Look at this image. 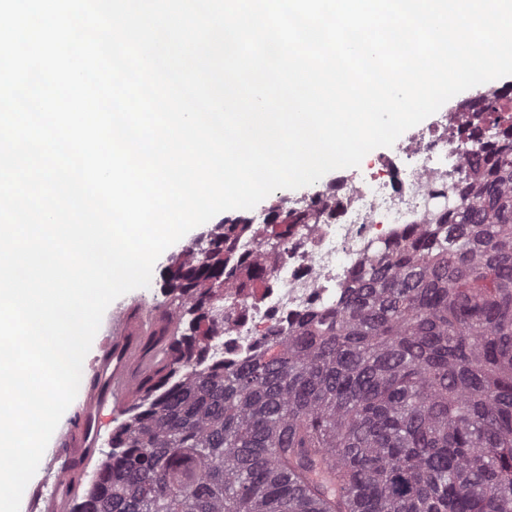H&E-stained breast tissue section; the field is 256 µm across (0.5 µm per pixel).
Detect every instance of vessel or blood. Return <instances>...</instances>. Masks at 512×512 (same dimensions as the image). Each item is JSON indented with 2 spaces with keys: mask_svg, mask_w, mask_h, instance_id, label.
<instances>
[{
  "mask_svg": "<svg viewBox=\"0 0 512 512\" xmlns=\"http://www.w3.org/2000/svg\"><path fill=\"white\" fill-rule=\"evenodd\" d=\"M173 308L129 297L113 306L67 430L55 441L21 512H69L96 451L105 411H120L171 356Z\"/></svg>",
  "mask_w": 512,
  "mask_h": 512,
  "instance_id": "obj_1",
  "label": "vessel or blood"
}]
</instances>
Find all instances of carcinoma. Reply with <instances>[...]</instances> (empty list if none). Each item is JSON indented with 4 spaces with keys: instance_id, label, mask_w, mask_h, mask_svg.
Here are the masks:
<instances>
[{
    "instance_id": "obj_1",
    "label": "carcinoma",
    "mask_w": 512,
    "mask_h": 512,
    "mask_svg": "<svg viewBox=\"0 0 512 512\" xmlns=\"http://www.w3.org/2000/svg\"><path fill=\"white\" fill-rule=\"evenodd\" d=\"M468 111L478 151L437 222L244 365L212 358L211 306L267 282L236 252L250 225L210 229L213 264L182 252L171 358L74 512H512V85ZM269 211L276 242L305 223Z\"/></svg>"
}]
</instances>
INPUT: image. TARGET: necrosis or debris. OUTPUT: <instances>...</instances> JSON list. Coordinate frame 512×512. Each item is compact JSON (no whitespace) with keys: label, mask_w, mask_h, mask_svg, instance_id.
<instances>
[{"label":"necrosis or debris","mask_w":512,"mask_h":512,"mask_svg":"<svg viewBox=\"0 0 512 512\" xmlns=\"http://www.w3.org/2000/svg\"><path fill=\"white\" fill-rule=\"evenodd\" d=\"M464 117L462 103H455L371 159L364 178L341 176L327 190L289 199V209L311 219L289 225L279 249L267 246L265 217L255 216L245 249L272 277L260 288L225 287L224 325L214 338L225 364L249 360L268 332L287 334L305 314L335 308L376 241L398 240L408 226L434 223L432 196L452 191L464 175L465 148L455 132Z\"/></svg>","instance_id":"1"}]
</instances>
